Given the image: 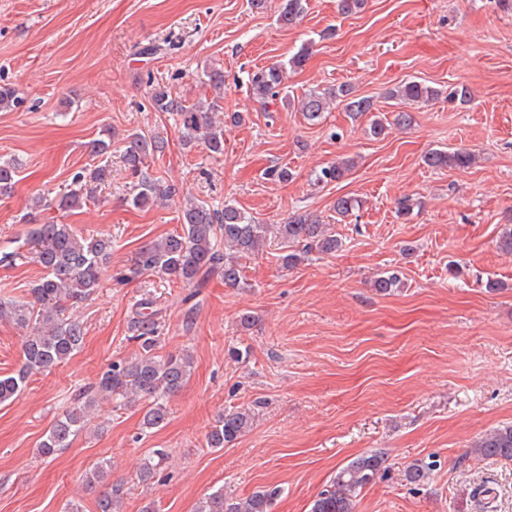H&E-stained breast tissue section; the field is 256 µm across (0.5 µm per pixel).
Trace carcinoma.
Listing matches in <instances>:
<instances>
[{
    "instance_id": "obj_1",
    "label": "carcinoma",
    "mask_w": 512,
    "mask_h": 512,
    "mask_svg": "<svg viewBox=\"0 0 512 512\" xmlns=\"http://www.w3.org/2000/svg\"><path fill=\"white\" fill-rule=\"evenodd\" d=\"M307 9V0H281L279 21L292 25ZM206 84L216 95L189 104L173 95L165 85L152 84L148 96L158 112H172L180 120L182 142L187 148L201 142L210 153L224 155V130L213 124L210 115L224 109V70L210 68L204 72ZM253 96L263 104H274L285 99L283 95V68L269 67L251 74L249 79ZM390 95L406 105H415L438 98L441 90L424 83L409 80L401 83ZM335 100L346 103L355 117L373 111L368 97L353 94L348 85H340L324 92L311 91L300 101V110L310 121L321 118ZM168 141L158 135L140 132L125 138L123 161L137 179L131 202L137 207L155 205L160 200L178 194L173 184H166L149 174V160L166 152ZM94 157H108L112 153V134L105 129L90 143ZM475 160L469 150L446 151L432 149L424 156L433 169H467ZM353 162L342 160L324 167L315 174L316 182L323 184L341 179L352 168ZM18 167L13 162L0 163V195L11 193L16 184ZM98 173L85 169L72 177L73 189L62 196L58 207L77 209L92 197L88 182ZM181 229L167 234L140 248L129 274H160L189 288H200L208 276L217 273L224 285L238 288L244 282L241 260L255 255L265 244L268 225L257 224L239 208L226 204L218 209L203 200H189L179 209ZM289 252L283 263L293 267L310 254H332L342 245L335 233L310 214L291 217L286 224L276 225ZM37 264L42 275L30 288L28 301H0V318L26 330L22 344V364L9 375H0V403L6 402L27 387L30 377L47 372L73 356L82 346L84 324L67 314L70 306L89 298L101 286L103 274L112 262V237L78 234L69 224H37L26 237L17 241V247L0 254V263L6 265L19 257ZM400 282L395 272H386L374 283L380 294H388ZM159 326L154 312H136L130 322L132 340L138 351L131 357L110 361L99 374L95 385L76 396L62 412L40 441L37 452L45 459H53L71 447L77 436L86 432L91 422L95 403L110 400L120 409L132 403L146 401L143 407L141 434L146 436L163 427L168 419L166 401L182 391L188 382L193 358L186 351L157 352ZM250 411L235 410L220 415L205 435L207 447L222 450L247 433L253 426ZM482 460L512 462V425H504L486 432L472 448ZM166 460V454L157 452L145 459L138 480L151 485L157 470ZM385 453L374 451L349 461L336 471L329 484L312 501L310 512H356V500L362 490L373 484L385 470ZM435 464L424 460L410 463L405 470L406 481L420 486L431 478ZM109 464L102 460L89 468L83 480L90 488L104 486L98 498V512H123L125 491L120 484L108 483ZM278 491L261 490L247 498L224 496L218 489L205 495L198 503L197 512H270Z\"/></svg>"
}]
</instances>
